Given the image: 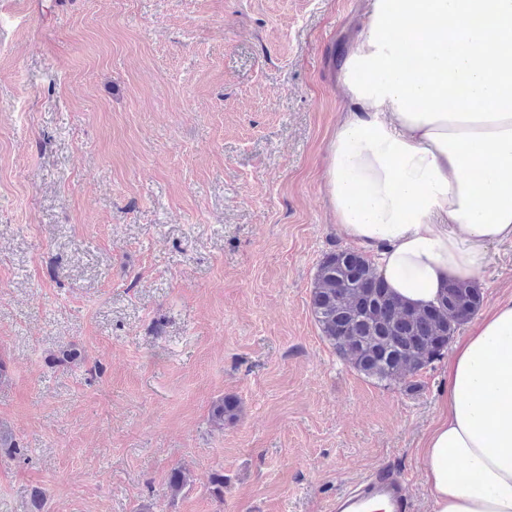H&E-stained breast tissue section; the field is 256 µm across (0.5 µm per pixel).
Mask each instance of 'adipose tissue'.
Here are the masks:
<instances>
[{
    "instance_id": "1",
    "label": "adipose tissue",
    "mask_w": 512,
    "mask_h": 512,
    "mask_svg": "<svg viewBox=\"0 0 512 512\" xmlns=\"http://www.w3.org/2000/svg\"><path fill=\"white\" fill-rule=\"evenodd\" d=\"M338 80L322 178L342 237L411 305L479 277L512 241V0H371ZM420 454L431 512H512V302L454 346Z\"/></svg>"
}]
</instances>
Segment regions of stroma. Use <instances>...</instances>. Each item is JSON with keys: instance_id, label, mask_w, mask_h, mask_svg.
<instances>
[{"instance_id": "1", "label": "stroma", "mask_w": 512, "mask_h": 512, "mask_svg": "<svg viewBox=\"0 0 512 512\" xmlns=\"http://www.w3.org/2000/svg\"><path fill=\"white\" fill-rule=\"evenodd\" d=\"M365 9L0 0V431L27 450L0 512H327L380 470L431 512L447 358L366 377L310 309L347 246L321 173ZM478 286L480 314L512 299L511 242ZM238 401L234 397H224L215 401L210 410V421L216 427H223L225 420L236 417Z\"/></svg>"}]
</instances>
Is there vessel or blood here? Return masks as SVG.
Here are the masks:
<instances>
[{"label":"vessel or blood","instance_id":"1","mask_svg":"<svg viewBox=\"0 0 512 512\" xmlns=\"http://www.w3.org/2000/svg\"><path fill=\"white\" fill-rule=\"evenodd\" d=\"M403 484L387 476H371L337 496L330 512H406Z\"/></svg>","mask_w":512,"mask_h":512}]
</instances>
